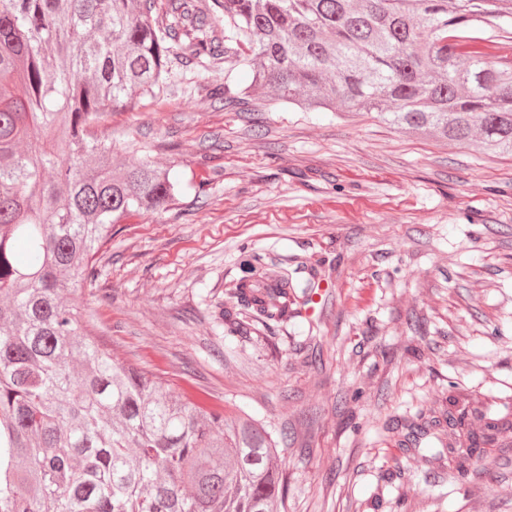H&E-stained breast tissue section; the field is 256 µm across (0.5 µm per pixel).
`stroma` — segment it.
<instances>
[{
    "label": "stroma",
    "instance_id": "35a3bbf8",
    "mask_svg": "<svg viewBox=\"0 0 512 512\" xmlns=\"http://www.w3.org/2000/svg\"><path fill=\"white\" fill-rule=\"evenodd\" d=\"M225 82L252 71L180 50L160 90L103 117L115 159L184 189L113 226L72 302L165 388L288 430L284 512H512V434L461 476L386 430L454 388L512 395V156L260 89L225 106ZM257 260L314 283L315 306L235 337L225 292Z\"/></svg>",
    "mask_w": 512,
    "mask_h": 512
}]
</instances>
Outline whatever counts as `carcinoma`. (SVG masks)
I'll return each mask as SVG.
<instances>
[{
    "label": "carcinoma",
    "mask_w": 512,
    "mask_h": 512,
    "mask_svg": "<svg viewBox=\"0 0 512 512\" xmlns=\"http://www.w3.org/2000/svg\"><path fill=\"white\" fill-rule=\"evenodd\" d=\"M224 37L194 0H0V512H280L288 432L163 389L119 361L65 299L95 279L112 225L159 210L181 181L112 169L107 112L135 109L178 49L253 67V86L306 111L381 122L512 156V0H223ZM508 33L481 37L477 26ZM219 103L250 92L217 85ZM263 269L228 290L235 330L311 301ZM512 429V398L417 411L391 427L468 472Z\"/></svg>",
    "instance_id": "obj_1"
}]
</instances>
